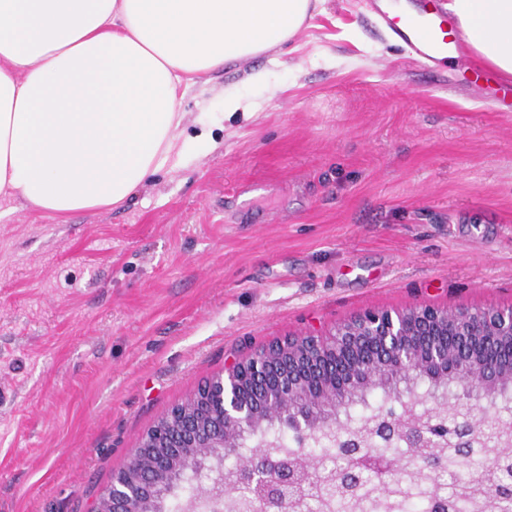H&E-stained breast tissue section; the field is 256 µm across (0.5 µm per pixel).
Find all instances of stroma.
I'll list each match as a JSON object with an SVG mask.
<instances>
[{
	"instance_id": "35a3bbf8",
	"label": "stroma",
	"mask_w": 512,
	"mask_h": 512,
	"mask_svg": "<svg viewBox=\"0 0 512 512\" xmlns=\"http://www.w3.org/2000/svg\"><path fill=\"white\" fill-rule=\"evenodd\" d=\"M378 4L326 0L189 87L176 153L123 206L0 217V512H91L150 426L273 341L512 307V112L464 83L472 51L401 52ZM228 90L252 110L225 116Z\"/></svg>"
}]
</instances>
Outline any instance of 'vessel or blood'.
Instances as JSON below:
<instances>
[{
    "label": "vessel or blood",
    "instance_id": "vessel-or-blood-1",
    "mask_svg": "<svg viewBox=\"0 0 512 512\" xmlns=\"http://www.w3.org/2000/svg\"><path fill=\"white\" fill-rule=\"evenodd\" d=\"M381 19L393 38L419 63L447 60L462 48L461 32L456 24L448 22L442 10L423 8L413 15L391 10L383 12ZM471 75L474 83L491 84L502 103L512 102V83L493 78L489 71L478 66L472 69Z\"/></svg>",
    "mask_w": 512,
    "mask_h": 512
}]
</instances>
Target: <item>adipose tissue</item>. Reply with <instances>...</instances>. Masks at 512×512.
<instances>
[{"mask_svg": "<svg viewBox=\"0 0 512 512\" xmlns=\"http://www.w3.org/2000/svg\"><path fill=\"white\" fill-rule=\"evenodd\" d=\"M324 0H0V197L48 216L125 204L171 160L182 84L288 42ZM512 76V0H449Z\"/></svg>", "mask_w": 512, "mask_h": 512, "instance_id": "adipose-tissue-1", "label": "adipose tissue"}]
</instances>
